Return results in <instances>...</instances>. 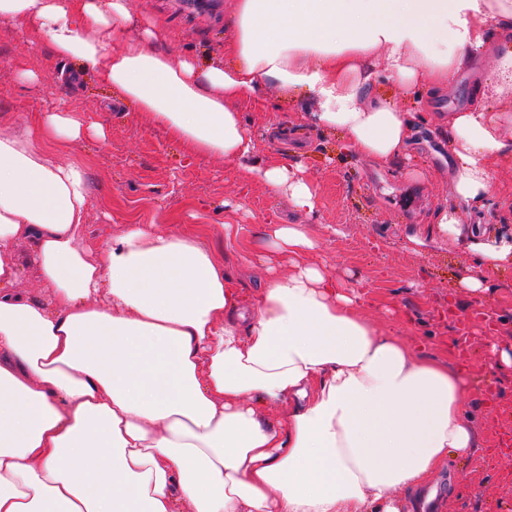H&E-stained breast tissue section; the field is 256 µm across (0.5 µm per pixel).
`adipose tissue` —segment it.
<instances>
[{"mask_svg":"<svg viewBox=\"0 0 512 512\" xmlns=\"http://www.w3.org/2000/svg\"><path fill=\"white\" fill-rule=\"evenodd\" d=\"M232 19L223 63H176L156 31L132 32L127 0H0L30 46L310 214L316 185L255 161L243 105L273 87L310 98L345 151L388 167L409 156L413 115L377 94L380 74L426 88L424 110L467 73L444 121L459 206L436 222L454 235L459 208L512 205L489 171L512 166V0H234ZM101 132L66 109L0 120V512H412L408 491L477 456L464 367L372 324L314 260L309 225L267 226L247 307L195 234L130 224L90 243L86 168L60 156ZM470 234L475 292L512 263V238ZM26 273L46 296L20 288Z\"/></svg>","mask_w":512,"mask_h":512,"instance_id":"ef3b65f1","label":"adipose tissue"}]
</instances>
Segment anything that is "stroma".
Returning <instances> with one entry per match:
<instances>
[{
  "label": "stroma",
  "instance_id": "stroma-1",
  "mask_svg": "<svg viewBox=\"0 0 512 512\" xmlns=\"http://www.w3.org/2000/svg\"><path fill=\"white\" fill-rule=\"evenodd\" d=\"M129 2L135 19L165 31L159 47L172 60L193 56L206 63L221 57L233 0ZM28 71L37 75L36 84L22 83ZM470 90L469 76L458 73L448 94L431 100L429 116L414 127L404 170L378 167L342 150L339 133L313 122L309 99L292 100L274 89L267 108H244L257 157L303 164L316 183L319 205L307 214L237 163L185 150L115 91L77 69L61 72L46 48L29 46L17 27L0 26L1 115L35 117L65 107L103 128V137H84L68 153L87 166L91 241L101 242L133 222L202 231L251 297L264 275L258 259L264 226L309 224L319 258L368 302L373 324L441 358L465 338L472 377L467 413L491 453L482 460L452 459L438 470L432 484L439 512H512V446L500 444L512 435V369L501 366L499 356L503 349L512 353V265L488 289L464 288L474 222L467 214L459 238H443L433 247L415 243L433 229L437 211L454 203L452 160L439 123L466 104ZM227 221L240 226L239 246L224 241ZM477 307L489 324L471 321Z\"/></svg>",
  "mask_w": 512,
  "mask_h": 512
}]
</instances>
